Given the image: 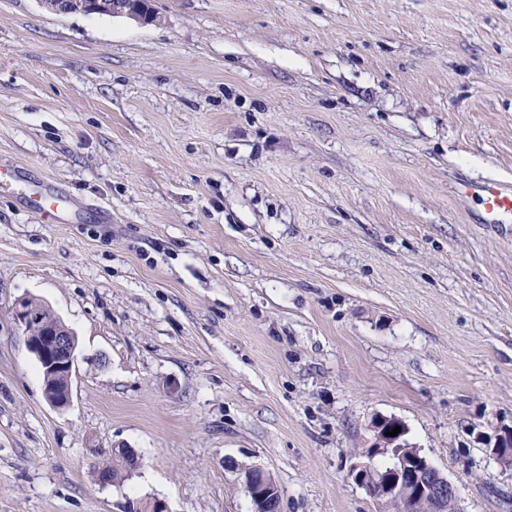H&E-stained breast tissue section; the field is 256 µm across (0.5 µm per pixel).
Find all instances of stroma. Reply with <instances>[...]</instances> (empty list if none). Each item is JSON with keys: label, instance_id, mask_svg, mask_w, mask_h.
<instances>
[{"label": "stroma", "instance_id": "stroma-1", "mask_svg": "<svg viewBox=\"0 0 512 512\" xmlns=\"http://www.w3.org/2000/svg\"><path fill=\"white\" fill-rule=\"evenodd\" d=\"M156 23L0 0V512H376L347 477L394 417L512 512V0H152ZM77 339L70 408L14 318ZM141 465L119 485L113 446ZM457 195L476 196L482 202L486 222L496 224L499 216L512 214V187L494 180L458 184ZM25 205L33 212L66 224L82 211L79 205L60 188H45L37 194H26ZM501 432L496 435L493 447L487 448V451L501 468L512 470V428ZM117 448L122 451L124 457L127 459L125 477L122 480L116 482L112 480V473L114 475L118 468L122 465L121 461L112 453V462L102 466L111 478L112 483L107 475L103 474L102 471H99L97 477L101 485L105 486L109 484H120L124 482L130 475H132V473L139 467L140 458L134 448H129L128 446L122 444L114 446L112 450L116 451ZM244 486L253 512L281 511V488L270 473L248 469L245 471Z\"/></svg>", "mask_w": 512, "mask_h": 512}]
</instances>
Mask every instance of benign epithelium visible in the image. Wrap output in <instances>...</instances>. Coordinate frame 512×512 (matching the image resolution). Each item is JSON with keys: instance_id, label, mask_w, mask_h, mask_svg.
Wrapping results in <instances>:
<instances>
[{"instance_id": "1", "label": "benign epithelium", "mask_w": 512, "mask_h": 512, "mask_svg": "<svg viewBox=\"0 0 512 512\" xmlns=\"http://www.w3.org/2000/svg\"><path fill=\"white\" fill-rule=\"evenodd\" d=\"M41 7L57 15L102 12L140 23L154 21L143 0H38ZM15 318L26 335V345L42 373L53 379L44 397L52 407L66 409L72 403V377L76 369L77 341L55 312L37 300L25 298L15 308ZM396 427H404L395 417H375L369 429L372 442L357 454L348 477L375 501L378 512H421L424 504L430 512H461L456 487L436 469L421 449L389 436ZM489 454L500 467L512 470V428L496 435ZM245 491L253 512H281V488L276 479L259 469L244 476ZM138 501H129L123 512H169L165 501L154 499L143 509Z\"/></svg>"}]
</instances>
